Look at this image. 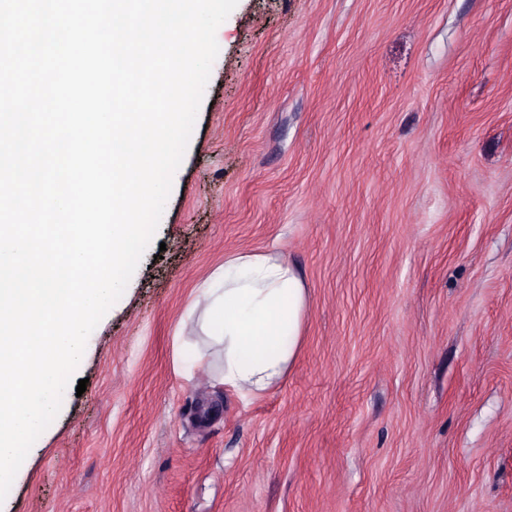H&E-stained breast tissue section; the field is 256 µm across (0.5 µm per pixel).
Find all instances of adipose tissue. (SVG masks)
<instances>
[{
  "label": "adipose tissue",
  "mask_w": 512,
  "mask_h": 512,
  "mask_svg": "<svg viewBox=\"0 0 512 512\" xmlns=\"http://www.w3.org/2000/svg\"><path fill=\"white\" fill-rule=\"evenodd\" d=\"M307 300L302 275L282 257L225 259L193 303L199 328L224 348L225 386L254 397L284 379L299 352Z\"/></svg>",
  "instance_id": "adipose-tissue-1"
}]
</instances>
